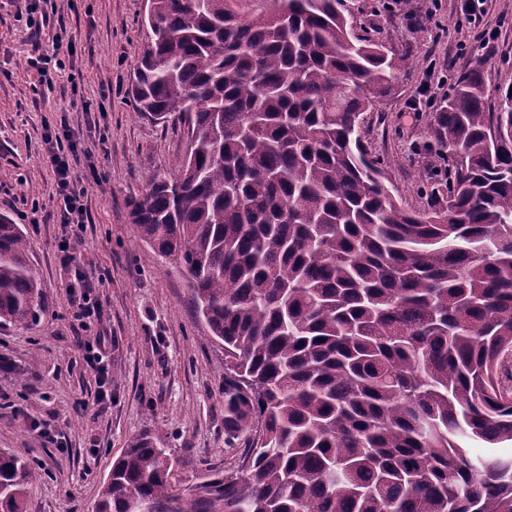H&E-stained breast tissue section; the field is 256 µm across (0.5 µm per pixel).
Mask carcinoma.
I'll return each instance as SVG.
<instances>
[{"label":"carcinoma","instance_id":"1","mask_svg":"<svg viewBox=\"0 0 512 512\" xmlns=\"http://www.w3.org/2000/svg\"><path fill=\"white\" fill-rule=\"evenodd\" d=\"M339 3L244 20L153 0L136 114L196 140L128 207L224 345V436L245 453L184 494L161 440L134 438L96 512H512V95L488 112L484 69L457 79L433 123L447 179L407 210L359 130L409 56L351 39ZM27 251L0 215V325L37 318ZM42 479L0 449V512Z\"/></svg>","mask_w":512,"mask_h":512}]
</instances>
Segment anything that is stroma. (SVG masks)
Wrapping results in <instances>:
<instances>
[{
	"mask_svg": "<svg viewBox=\"0 0 512 512\" xmlns=\"http://www.w3.org/2000/svg\"><path fill=\"white\" fill-rule=\"evenodd\" d=\"M462 4L412 0L402 9L395 0H343L352 36L413 61L361 125L365 149L386 161L385 183L409 210L427 208L442 163L423 149L449 96L427 97L429 70L442 69L453 83L484 64L492 112L499 88L512 86V0H486L483 25L498 31L488 46L469 29ZM36 7L49 23L35 39L15 0H0V213L21 225L41 283L38 319L0 326V448L46 463L27 512H95L113 460L144 434L170 450L186 493L212 471L237 470L243 450L224 440V350L198 317L185 272L140 239L129 215V201L147 192L150 177L175 174L187 152L183 124L134 113L130 87L149 33L148 2L36 0ZM62 32L78 52H59L51 86L40 85L29 64L33 47L52 51ZM411 110L416 120H403ZM62 120L84 143L76 175L93 186L80 254L102 278L100 332L112 362V400L102 405L95 402L100 377L80 359L88 334L70 315L68 274L59 262L65 230L43 136L46 123ZM34 419L53 421L65 448L43 444L30 429Z\"/></svg>",
	"mask_w": 512,
	"mask_h": 512,
	"instance_id": "stroma-1",
	"label": "stroma"
}]
</instances>
